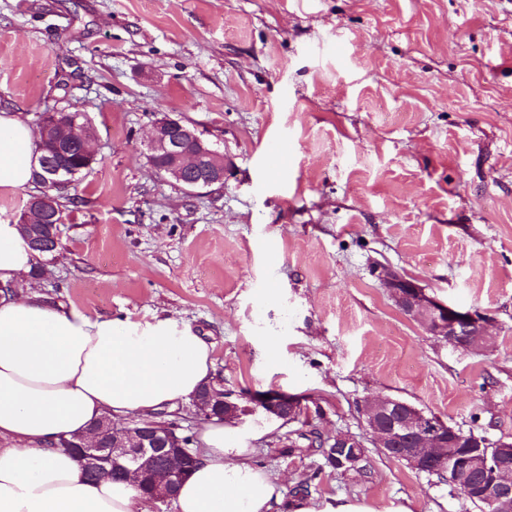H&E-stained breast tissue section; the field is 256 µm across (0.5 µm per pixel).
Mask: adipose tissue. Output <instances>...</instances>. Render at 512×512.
I'll list each match as a JSON object with an SVG mask.
<instances>
[{"mask_svg":"<svg viewBox=\"0 0 512 512\" xmlns=\"http://www.w3.org/2000/svg\"><path fill=\"white\" fill-rule=\"evenodd\" d=\"M35 137L0 113V192L33 181ZM40 260L16 225L0 223V283L21 281ZM214 376L213 348L173 317L90 318L28 291L0 298V512H148L131 481H88L63 437L89 436L103 414L125 420L188 401ZM254 432L219 420L198 437V462L177 512H312L284 502L283 487L252 460Z\"/></svg>","mask_w":512,"mask_h":512,"instance_id":"adipose-tissue-1","label":"adipose tissue"}]
</instances>
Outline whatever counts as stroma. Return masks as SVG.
Wrapping results in <instances>:
<instances>
[{
  "label": "stroma",
  "instance_id": "obj_1",
  "mask_svg": "<svg viewBox=\"0 0 512 512\" xmlns=\"http://www.w3.org/2000/svg\"><path fill=\"white\" fill-rule=\"evenodd\" d=\"M85 113L96 162L62 201L41 293L90 318L174 317L213 344L233 399L301 396L298 421L253 441L285 499L339 495L412 512H478L448 482L367 450L370 475L295 430L362 434L392 396L445 423L512 437V0H0V111ZM171 116L228 163L189 192L149 165ZM275 137L292 148L266 165ZM391 267L485 314L456 350L396 307Z\"/></svg>",
  "mask_w": 512,
  "mask_h": 512
}]
</instances>
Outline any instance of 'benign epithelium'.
Listing matches in <instances>:
<instances>
[{"mask_svg":"<svg viewBox=\"0 0 512 512\" xmlns=\"http://www.w3.org/2000/svg\"><path fill=\"white\" fill-rule=\"evenodd\" d=\"M43 125L77 126V118L66 109H54L40 115ZM148 158L161 160L167 172L182 188L190 191L224 185L228 167L224 155L202 140L181 120L165 116L155 121L148 144ZM39 193L31 195L26 209L47 208L51 203L45 185L60 190L67 187L63 169L48 160L39 161L35 170ZM379 278L398 309L417 322L425 334L455 349L480 346L484 336V318L480 313L444 304L425 293L414 281L388 266L378 269ZM224 405V411L236 414V404L224 392V382L215 379L192 400L189 414L195 420H211L207 408ZM257 405L283 423L299 420L301 406L282 394L271 391L259 396ZM364 435L339 432L329 443V452L345 474H362L367 467L365 442L369 441L385 455L406 462L424 473L432 458L424 453L429 446L448 450V481L463 486L475 499L488 504L494 512H512V439L491 440L474 432L436 421L415 405L389 396L368 399L359 407ZM83 469L98 476L122 477L132 473L163 472L167 479L154 484L151 501L165 503L176 496L183 478L172 469L174 458L191 469L195 454L182 447L171 423L144 424L134 431L102 427L100 439L75 451Z\"/></svg>","mask_w":512,"mask_h":512,"instance_id":"obj_1","label":"benign epithelium"}]
</instances>
